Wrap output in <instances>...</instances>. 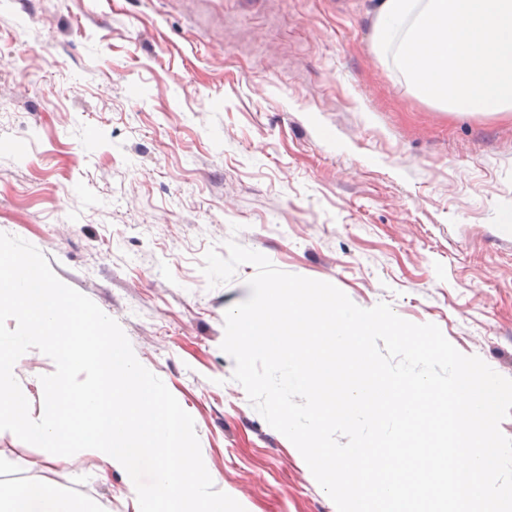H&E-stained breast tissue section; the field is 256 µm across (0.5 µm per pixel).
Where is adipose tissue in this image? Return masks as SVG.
<instances>
[{"label":"adipose tissue","mask_w":512,"mask_h":512,"mask_svg":"<svg viewBox=\"0 0 512 512\" xmlns=\"http://www.w3.org/2000/svg\"><path fill=\"white\" fill-rule=\"evenodd\" d=\"M0 512H101L96 500L50 485L0 487Z\"/></svg>","instance_id":"ef3b65f1"}]
</instances>
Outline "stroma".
Segmentation results:
<instances>
[{
  "mask_svg": "<svg viewBox=\"0 0 512 512\" xmlns=\"http://www.w3.org/2000/svg\"><path fill=\"white\" fill-rule=\"evenodd\" d=\"M378 0H0V232L116 320L246 512H337L232 378L227 240L436 324L512 378V112H441L376 49ZM30 89L19 94L20 82ZM51 358L13 374L42 409ZM5 483L132 512L125 471L0 435Z\"/></svg>",
  "mask_w": 512,
  "mask_h": 512,
  "instance_id": "35a3bbf8",
  "label": "stroma"
}]
</instances>
